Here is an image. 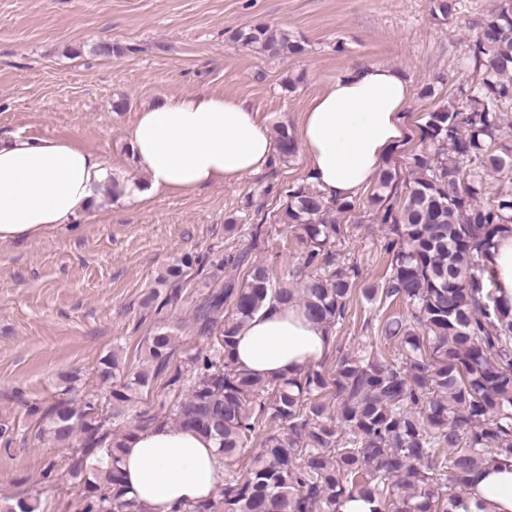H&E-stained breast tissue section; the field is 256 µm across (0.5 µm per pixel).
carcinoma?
<instances>
[{
    "label": "carcinoma",
    "mask_w": 512,
    "mask_h": 512,
    "mask_svg": "<svg viewBox=\"0 0 512 512\" xmlns=\"http://www.w3.org/2000/svg\"><path fill=\"white\" fill-rule=\"evenodd\" d=\"M429 2L438 22L456 20L458 0ZM234 39L267 57L305 52L295 35L263 24L239 29ZM464 65L472 81L426 113L407 174L385 157L369 200L375 219L389 225L383 248L391 265L383 288L363 295L408 304L410 315L382 325L401 362L362 350L343 355L333 371L313 364L281 381L236 367V335L266 304H298L330 330L356 287L358 269L333 264L331 251L343 232L336 216L354 203L293 186L281 220L298 230L301 263L312 272L287 288L245 254L221 263L224 286L198 310L201 331L215 334L216 344L170 377L165 415L104 445L110 418L123 415L167 367L177 336L165 324L144 342V367L125 368L118 348L100 359L97 377L109 388L111 416L100 415L93 398L30 406L40 416L41 438L64 445L78 437L87 455L103 447L72 467L84 485L81 512H144L126 495L123 440L159 424L218 440L230 472L263 421L283 423L265 437L246 473L224 476L213 497L184 512H338L341 500L357 495L376 497V512H458L469 475L496 457L512 458V303L497 295L485 264L496 239L512 233V146L502 138L504 108L512 106V0H498L473 22ZM276 143L282 160L297 155L287 124L276 126ZM495 175L509 185L484 200L486 177ZM193 264L185 256L169 266L144 306L160 315L178 304L184 269ZM0 512H37V504L7 498Z\"/></svg>",
    "instance_id": "cac0c4a2"
}]
</instances>
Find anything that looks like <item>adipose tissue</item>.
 <instances>
[{
    "mask_svg": "<svg viewBox=\"0 0 512 512\" xmlns=\"http://www.w3.org/2000/svg\"><path fill=\"white\" fill-rule=\"evenodd\" d=\"M412 97L406 75L357 63L332 80L302 113L297 136L308 175L329 199L350 200L407 137ZM133 171L119 178L108 160L57 138L0 141V241L25 243L69 229L100 209V192L118 182L120 198L143 203L188 196L264 170L277 145L244 100L211 92L164 97L143 107L128 136ZM330 346L323 326L295 304H269L236 337L235 362L268 380L300 374ZM121 469L145 512H183L213 497L225 462L213 438L169 426L133 431ZM468 512H512V459L488 461L469 476Z\"/></svg>",
    "mask_w": 512,
    "mask_h": 512,
    "instance_id": "adipose-tissue-1",
    "label": "adipose tissue"
}]
</instances>
